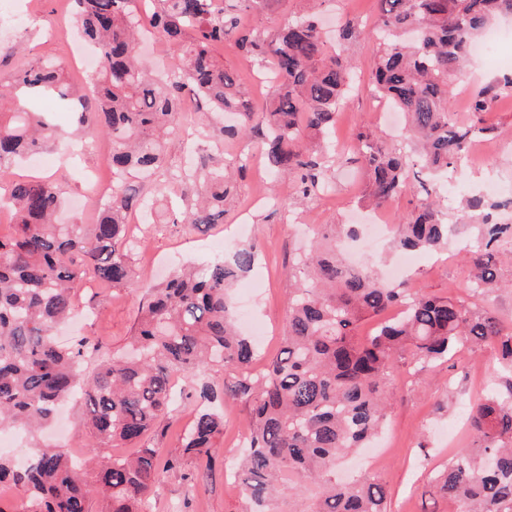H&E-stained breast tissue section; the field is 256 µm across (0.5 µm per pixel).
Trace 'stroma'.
Instances as JSON below:
<instances>
[{"mask_svg":"<svg viewBox=\"0 0 512 512\" xmlns=\"http://www.w3.org/2000/svg\"><path fill=\"white\" fill-rule=\"evenodd\" d=\"M11 10L22 21L0 29V94L12 91L19 69L41 58L59 61L71 81L87 84L89 73L73 65L79 39L67 0H12ZM312 10L328 27L347 20L356 26L355 38L343 51L355 77V88L336 116L337 139L350 140L356 129L366 126L377 133L386 149L403 147V140L386 121L389 105L371 92L380 43L378 0H260L242 20L271 42L289 19ZM494 26L499 41L492 54L471 59L456 78L469 92L500 81L505 69H512V17L499 18ZM215 53L225 67L244 76L245 92L259 100L267 95L270 87L260 68L240 55L232 42L219 45ZM35 107L50 116L57 132L45 151L50 162L37 168L18 162L11 165V172L17 178L32 176L56 184L70 204L65 219L94 223L104 202L91 200L89 194L98 178L110 174L99 162L111 154V141L99 134H83L73 113L60 108L54 97L39 99ZM483 120L493 127V142L501 150L487 157L482 146H475L471 162L449 172L455 192L447 203L448 221L461 225L462 231L437 255L423 257L412 266L408 285L413 293L468 296L470 267L464 252L471 237L464 226L471 218L462 208L465 198L493 191L498 206L491 210V219L512 223V90L503 89ZM224 155L247 158L249 166L224 202L223 223L195 230L170 224L131 225L138 242L134 278L159 283L181 265L205 267L216 258L212 243L217 239L228 248L240 241L256 244L259 258L250 276L264 281V288L247 293L235 287L231 293L239 322L255 321L267 327L269 334L261 342L260 352L268 358L282 343L294 258L309 249L314 226L342 224L351 213L362 210L366 174L349 152H342L330 171L331 187L297 206L293 203L295 184L272 177L262 164L259 140L225 142ZM76 296L74 317L59 329V341L71 345L85 337L107 353L123 354L138 317L142 291L86 281L79 285ZM458 358L470 362V369L452 370L444 363L421 371L401 366L389 389L390 405L377 461L368 463L363 455L352 458L337 469V479L349 480L368 471L379 476L390 489L391 512H457L456 504L437 493L431 480L453 452L471 443L463 406L478 402L489 385L505 379L492 346L461 349ZM193 384L190 377L177 380L171 411L160 423L161 436L154 439L156 447L167 454L180 455V439L196 415L198 405L187 396ZM222 410L224 437L211 471L199 477L194 490L180 473L166 474L148 500V512H242L240 487L229 468L236 465L238 454L244 450L248 408L244 402L229 399ZM61 415L64 431L45 430L42 445L84 458L91 437L82 403L68 404Z\"/></svg>","mask_w":512,"mask_h":512,"instance_id":"35a3bbf8","label":"stroma"}]
</instances>
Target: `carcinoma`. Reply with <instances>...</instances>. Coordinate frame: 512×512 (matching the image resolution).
Masks as SVG:
<instances>
[{
    "mask_svg": "<svg viewBox=\"0 0 512 512\" xmlns=\"http://www.w3.org/2000/svg\"><path fill=\"white\" fill-rule=\"evenodd\" d=\"M132 2L73 0L83 37L105 57L90 95L93 120L78 113L81 128L112 140V195L96 223H58L63 198L56 185L12 178L10 161L39 152L55 129L37 112L3 111L10 96L0 95V183L8 184L0 203L13 213L12 232L0 234V425L40 428L80 386L92 447L135 445L137 451L97 462L90 475L86 464L54 449L32 454L25 464L0 456V485L18 492L16 506H0V512H90L96 495L109 499L111 512H143L162 473L182 468L184 457L210 468L224 431L214 404L227 397L249 407L247 452L237 466L245 512H274L278 488H289L295 478L316 487L310 512H388V491L377 476L338 482L334 472L381 433L398 363L422 370L451 361L462 343L494 344L512 369V331L464 298L414 296L404 283L385 282L369 264L352 270L336 241L355 237L356 225H319L310 254L297 258L299 279L289 284L282 347L258 375L252 372L258 348L230 314V288L256 263L252 243L233 247L202 270L182 268L159 285H142L131 352L103 359L90 378L83 365L86 343H55L56 327L75 308L79 283L122 288L132 282L127 217L144 208L132 179L163 168L166 137L178 125L184 95L196 96L213 115L231 109L237 121L218 129L198 176L176 174L193 181L194 189L183 209L169 214L170 224L199 228L224 220V197L245 168L224 163L226 137L261 139L265 166L294 181L303 200L328 185V162L336 155L309 151L304 136L323 142L336 124L352 80L339 50L355 34L352 22L339 26L332 49L316 16H296L270 49L260 33L225 14L224 0H150L153 9L141 15ZM379 2L383 44L374 90L407 114V134L421 149L418 173L429 174L419 181L422 202L402 218L391 246L436 252L448 243L441 179L472 142L492 133L482 115L500 92L494 84L474 91V120L464 124L449 107L451 84L474 39L496 16L512 14V0ZM144 31L178 57L171 73L146 77L137 51ZM228 39L258 63L272 55L270 94L259 105L243 96L238 75L215 55V46ZM15 87L33 97L51 91L83 109L90 97L74 90L51 60L20 70ZM353 139L372 204L382 206L410 187L405 154L383 148L370 130H357ZM487 206L480 196L467 203L474 296L499 286L505 256L499 245L512 240V224L481 218ZM367 320L377 326L363 336ZM212 366H232L239 379L221 390L207 382L193 387L200 409L182 437L183 455L163 459L164 449L150 438L170 406L175 379ZM469 415L473 448L452 455L436 478L438 491L458 504V512H512V380L471 406Z\"/></svg>",
    "mask_w": 512,
    "mask_h": 512,
    "instance_id": "obj_1",
    "label": "carcinoma"
}]
</instances>
